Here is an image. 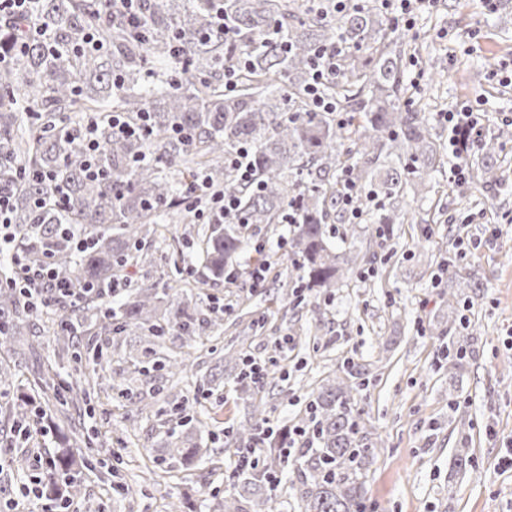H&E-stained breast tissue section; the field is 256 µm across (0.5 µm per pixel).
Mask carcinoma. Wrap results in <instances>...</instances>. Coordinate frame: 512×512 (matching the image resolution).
<instances>
[{
    "mask_svg": "<svg viewBox=\"0 0 512 512\" xmlns=\"http://www.w3.org/2000/svg\"><path fill=\"white\" fill-rule=\"evenodd\" d=\"M112 2L35 0L33 19L49 39L30 37L22 52L15 45L21 25L0 22V196L10 200L25 261L48 254L60 279L83 287L72 303L48 294L36 309L18 289L0 288V344L43 319L59 359L88 361L82 383L61 391L48 368L39 377L36 405L26 398L0 405L3 426H20L33 412L70 422L67 445L53 460L61 478L52 473L41 480L43 500L55 503L82 495L71 478L78 465L74 450L108 444L99 431L85 434L73 424L72 411L102 391L100 370L108 359L103 348H85L76 337L90 332L118 345L134 330L147 355L176 331L190 350L163 369L173 379L193 367L191 349L204 324L193 293L167 284L138 288L117 309L109 303L127 266L163 261L143 252L141 241L188 218L191 209L176 200L196 176L238 205L235 218L205 231L199 284L236 277L249 227L282 224L290 213L288 239L277 248L288 245L301 287L329 290L348 278L354 263L331 242L356 235L342 202L344 183L356 190L355 211L384 237L405 219L399 204L406 190H425L443 160L426 109L407 98L403 58L390 49L403 34L379 0L342 11L325 5L319 13L307 0H142L134 26ZM91 35L99 48L86 44ZM324 49L336 52V72L323 94L336 100L338 114L314 109L308 95L312 65ZM236 67L238 86L226 90L224 72ZM114 112L132 124L148 115L150 135L118 133L109 121ZM90 119L100 144L96 180L84 171L82 132ZM510 140L512 124L505 122L462 150L471 181L486 190L505 184L491 158ZM243 143L251 147L252 185L224 165V156ZM63 193L70 205L60 210L55 201ZM62 224L81 230L84 250L61 237ZM364 375L366 367L354 361L329 374L312 393L307 415L287 434L264 429L261 402L253 422L227 431L232 445L261 444L266 451L262 464L229 476L233 492L222 512H274L278 474L290 464L301 512H364L366 471L376 455L357 408ZM285 377V367L274 363L259 384L276 388ZM309 427L312 433L292 457L280 452ZM189 437L169 430L164 444L192 465L205 450Z\"/></svg>",
    "mask_w": 512,
    "mask_h": 512,
    "instance_id": "carcinoma-1",
    "label": "carcinoma"
}]
</instances>
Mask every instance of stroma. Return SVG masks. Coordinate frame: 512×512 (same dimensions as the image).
<instances>
[{"mask_svg":"<svg viewBox=\"0 0 512 512\" xmlns=\"http://www.w3.org/2000/svg\"><path fill=\"white\" fill-rule=\"evenodd\" d=\"M403 44L411 98L429 104L437 142L448 147L451 131L442 112L477 105L483 134L512 117V0L495 12L480 0H439L413 15ZM389 238L359 224L351 246L360 259L349 278L330 292L302 290L287 258L273 257L265 284L253 286L255 246L286 233L283 224L251 228L234 282H211L196 293L206 325L202 359L215 380L188 373L177 391L184 412L163 406L141 411L149 390L142 365L129 353L136 333L113 351L107 373L118 387L97 398L87 426L110 440L105 452L85 449L83 491L105 512H164L180 498L185 512H219L231 487L239 451L225 447L224 431L249 422L252 405L266 403L271 427L290 426L329 370L352 360L369 373L359 406L377 457L366 473L373 512H512V469L497 459L512 455V185L486 191L457 185L441 171ZM472 288L459 291L460 277ZM459 294L458 304L448 297ZM477 336L474 350L458 354L456 342ZM288 369L287 393L236 390L237 369L227 352ZM192 419L193 440L206 448L197 466L163 456L161 438ZM37 445L13 443L11 467L33 475L34 457L51 458L61 445L53 430ZM473 463L464 476L448 472L456 454Z\"/></svg>","mask_w":512,"mask_h":512,"instance_id":"35a3bbf8","label":"stroma"}]
</instances>
